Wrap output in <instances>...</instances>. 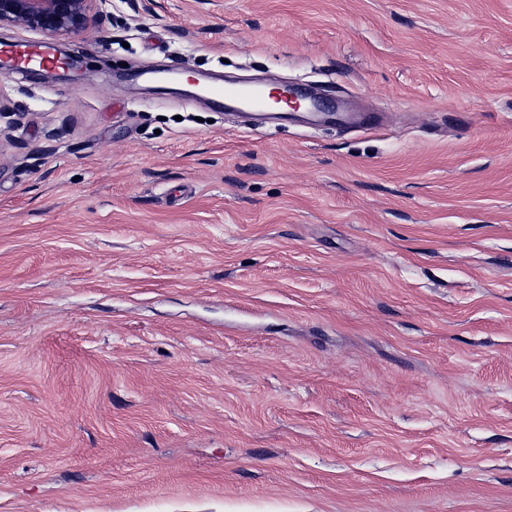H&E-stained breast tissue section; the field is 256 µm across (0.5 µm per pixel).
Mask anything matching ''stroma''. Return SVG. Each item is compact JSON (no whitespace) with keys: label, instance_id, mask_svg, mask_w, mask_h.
Returning <instances> with one entry per match:
<instances>
[{"label":"stroma","instance_id":"stroma-1","mask_svg":"<svg viewBox=\"0 0 512 512\" xmlns=\"http://www.w3.org/2000/svg\"><path fill=\"white\" fill-rule=\"evenodd\" d=\"M64 43L0 77V512H512V0H101ZM208 95L227 102L242 101L253 109L266 110L267 100L261 90L234 84H218L209 87Z\"/></svg>","mask_w":512,"mask_h":512}]
</instances>
